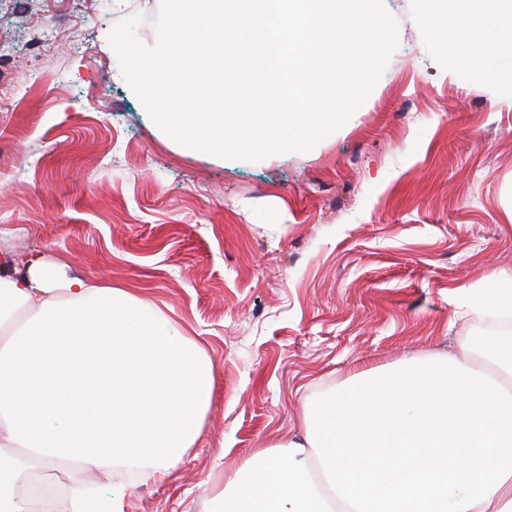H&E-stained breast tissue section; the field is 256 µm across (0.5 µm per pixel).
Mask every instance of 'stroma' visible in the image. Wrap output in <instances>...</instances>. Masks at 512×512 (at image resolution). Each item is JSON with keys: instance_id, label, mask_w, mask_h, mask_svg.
<instances>
[{"instance_id": "1", "label": "stroma", "mask_w": 512, "mask_h": 512, "mask_svg": "<svg viewBox=\"0 0 512 512\" xmlns=\"http://www.w3.org/2000/svg\"><path fill=\"white\" fill-rule=\"evenodd\" d=\"M366 102L306 153L219 161L178 148L114 79L121 19L154 45L161 0H0V256L44 251L133 289L199 341L216 390L162 473L98 474L122 512H206L257 449L299 434L357 373L512 336L476 296L512 286V51L422 27Z\"/></svg>"}]
</instances>
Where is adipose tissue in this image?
I'll return each mask as SVG.
<instances>
[{"instance_id":"obj_1","label":"adipose tissue","mask_w":512,"mask_h":512,"mask_svg":"<svg viewBox=\"0 0 512 512\" xmlns=\"http://www.w3.org/2000/svg\"><path fill=\"white\" fill-rule=\"evenodd\" d=\"M423 27L471 34L512 0H427ZM355 376L258 450L222 512H512V339ZM206 350L135 291L33 254L0 264V512H30L31 463L145 473L194 448L213 400Z\"/></svg>"}]
</instances>
